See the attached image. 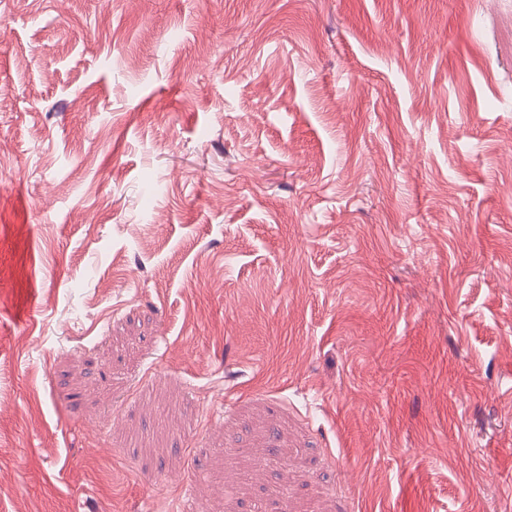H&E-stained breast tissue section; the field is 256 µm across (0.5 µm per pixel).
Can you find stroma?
Here are the masks:
<instances>
[{"label":"stroma","mask_w":512,"mask_h":512,"mask_svg":"<svg viewBox=\"0 0 512 512\" xmlns=\"http://www.w3.org/2000/svg\"><path fill=\"white\" fill-rule=\"evenodd\" d=\"M0 512H512V0H0Z\"/></svg>","instance_id":"1"}]
</instances>
